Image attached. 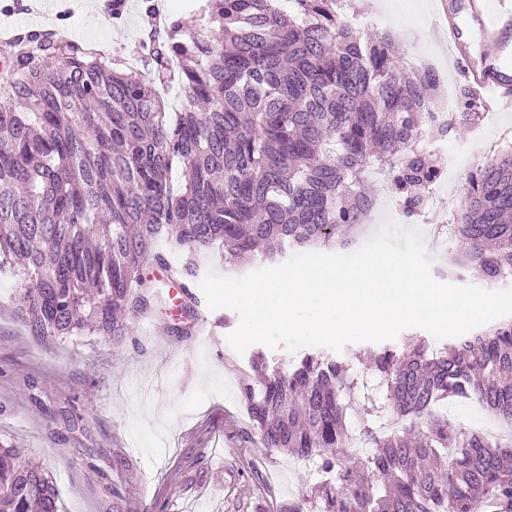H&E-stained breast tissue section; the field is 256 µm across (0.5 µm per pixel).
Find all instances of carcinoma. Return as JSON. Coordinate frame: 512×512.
<instances>
[{
	"label": "carcinoma",
	"mask_w": 512,
	"mask_h": 512,
	"mask_svg": "<svg viewBox=\"0 0 512 512\" xmlns=\"http://www.w3.org/2000/svg\"><path fill=\"white\" fill-rule=\"evenodd\" d=\"M201 24L171 21L154 49L156 80L115 70L90 43L31 33L7 45L0 70V280L16 288L14 316L33 335L120 342L123 313L149 305L143 278L160 243L224 260L258 252L341 247L374 203L370 171L385 170L407 218L441 175L421 147L478 123L459 95L448 127L433 123L439 84L405 66L391 36L349 25L336 0H204ZM180 85L184 109L165 111L161 87ZM183 179L172 181L173 169ZM448 275L486 284L512 274V144L465 177L450 216ZM377 396H365L352 441L350 364L307 352L284 368L253 354L261 375L240 384L249 431L263 447L316 462L307 496L318 512H512V442L436 412L474 400L512 423V320L433 349L424 339L368 350ZM407 421L386 434L375 423ZM0 512H60L47 473L0 447Z\"/></svg>",
	"instance_id": "1"
}]
</instances>
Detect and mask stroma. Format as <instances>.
<instances>
[{
    "mask_svg": "<svg viewBox=\"0 0 512 512\" xmlns=\"http://www.w3.org/2000/svg\"><path fill=\"white\" fill-rule=\"evenodd\" d=\"M25 0H0V28L26 33L64 29L108 60L151 80L155 63L144 35L147 5L195 24L178 0H123L121 20L100 0H52L38 17ZM379 11L403 62L421 57L447 66L430 21L440 0H358ZM512 128V101L484 128L483 149L463 155L457 179L480 166ZM147 315H127L129 335L58 342L32 336L12 314L15 288L0 281V445L40 463L59 493L61 512H292L322 479L314 463L243 443L247 415L239 398L250 353L227 337L240 324L229 308L210 311L216 326L173 344L166 325L174 304L157 270Z\"/></svg>",
    "mask_w": 512,
    "mask_h": 512,
    "instance_id": "1",
    "label": "stroma"
}]
</instances>
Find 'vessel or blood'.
<instances>
[{"label": "vessel or blood", "mask_w": 512, "mask_h": 512, "mask_svg": "<svg viewBox=\"0 0 512 512\" xmlns=\"http://www.w3.org/2000/svg\"><path fill=\"white\" fill-rule=\"evenodd\" d=\"M459 9L465 14L464 22L438 19L435 31L443 37L459 74L465 76L471 89L486 90L495 97L512 95V75L502 69V58L512 55V0H460ZM480 39L479 55L468 50L470 33ZM162 273L171 282L170 294L174 300L175 314H188L195 331H202L209 321L207 310L201 303L191 302L189 290L178 282L171 266H164Z\"/></svg>", "instance_id": "b4317fda"}]
</instances>
